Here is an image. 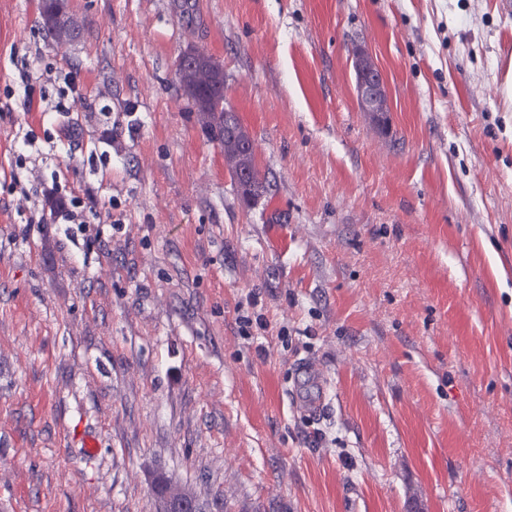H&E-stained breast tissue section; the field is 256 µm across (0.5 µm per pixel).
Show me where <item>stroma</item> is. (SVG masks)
I'll return each instance as SVG.
<instances>
[{"mask_svg":"<svg viewBox=\"0 0 512 512\" xmlns=\"http://www.w3.org/2000/svg\"><path fill=\"white\" fill-rule=\"evenodd\" d=\"M41 5L0 0V84L14 53L73 73L78 155L109 110L120 149L79 189L124 225L21 223L31 118L0 112V512H157L162 475L202 512H512L504 0H65L63 47ZM189 44L255 139L256 205L177 82ZM352 67L356 97L361 109L369 112L376 120H383L390 110V103L381 69L361 47L352 50ZM230 174L233 177V180L235 181L236 178L239 175V181L237 182V188L240 193L241 198L243 201L251 205L253 204L257 199H259L262 194L263 190L265 189V177L256 169H254L253 173L256 176L257 185L253 186L251 181V173L248 168L246 169H240L238 172L232 168H228ZM238 174V175H237ZM258 187V188H256ZM263 190H262V189Z\"/></svg>","mask_w":512,"mask_h":512,"instance_id":"stroma-1","label":"stroma"}]
</instances>
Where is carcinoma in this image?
<instances>
[{
    "label": "carcinoma",
    "mask_w": 512,
    "mask_h": 512,
    "mask_svg": "<svg viewBox=\"0 0 512 512\" xmlns=\"http://www.w3.org/2000/svg\"><path fill=\"white\" fill-rule=\"evenodd\" d=\"M41 23L60 46L79 38L65 18L62 0H42ZM178 84L194 102L203 125L217 132L222 145L231 147L230 138L224 136V69L201 50L194 66L182 71Z\"/></svg>",
    "instance_id": "cac0c4a2"
}]
</instances>
